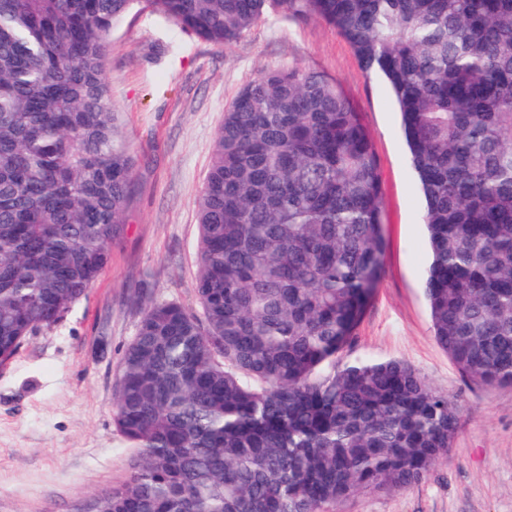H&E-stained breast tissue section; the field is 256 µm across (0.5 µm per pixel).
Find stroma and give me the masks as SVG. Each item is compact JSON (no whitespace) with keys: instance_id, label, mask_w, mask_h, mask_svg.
Wrapping results in <instances>:
<instances>
[{"instance_id":"stroma-1","label":"stroma","mask_w":512,"mask_h":512,"mask_svg":"<svg viewBox=\"0 0 512 512\" xmlns=\"http://www.w3.org/2000/svg\"><path fill=\"white\" fill-rule=\"evenodd\" d=\"M289 68L341 86L379 161L383 273L343 358L406 361L460 404L448 457L426 480L359 494L337 512H512V385L466 377L435 340L423 292L424 204L386 82L314 17L271 11L237 42L218 46L144 2L113 28L105 69L134 159L126 222L86 296L0 365V512H92L100 491L129 477L133 451L113 423V397L139 299L198 311L197 201L216 133L250 81Z\"/></svg>"}]
</instances>
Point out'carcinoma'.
Returning a JSON list of instances; mask_svg holds the SVG:
<instances>
[{
  "label": "carcinoma",
  "mask_w": 512,
  "mask_h": 512,
  "mask_svg": "<svg viewBox=\"0 0 512 512\" xmlns=\"http://www.w3.org/2000/svg\"><path fill=\"white\" fill-rule=\"evenodd\" d=\"M216 45L318 17L389 84L424 200V294L463 374L512 385V0H0V365L97 281L134 161L104 78L135 4ZM377 158L340 86L272 69L224 112L198 201L201 312L146 303L94 512H336L424 481L460 407L402 360L337 361L383 270Z\"/></svg>",
  "instance_id": "1"
}]
</instances>
